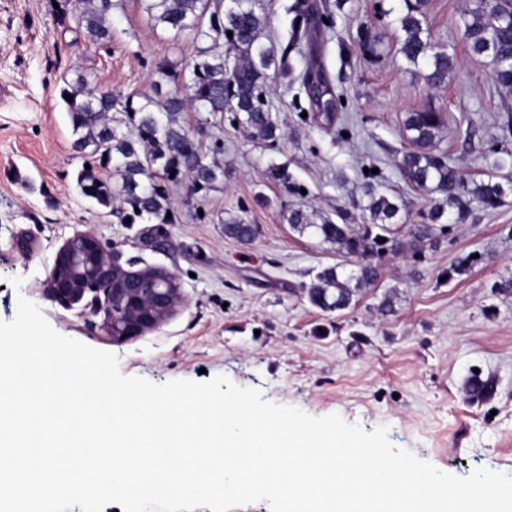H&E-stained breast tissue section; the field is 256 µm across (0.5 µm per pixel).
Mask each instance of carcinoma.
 I'll use <instances>...</instances> for the list:
<instances>
[{"label": "carcinoma", "instance_id": "1", "mask_svg": "<svg viewBox=\"0 0 512 512\" xmlns=\"http://www.w3.org/2000/svg\"><path fill=\"white\" fill-rule=\"evenodd\" d=\"M56 2L57 24L75 33L74 42L82 40L94 48L112 44L110 20L118 0ZM404 3L406 11L398 18L402 32L398 54L422 72L427 84L440 87L454 68V55L432 40L424 11L426 0ZM141 4L153 26L171 32L176 40L185 34L192 36L196 43L193 59L180 70L167 63L157 64L156 93L140 98L110 85L94 86L88 74L76 67L72 77L64 81L60 98L70 116L73 149L83 164L90 165L77 175L81 194L109 210L119 203L116 214L132 224L154 220L173 224L176 217L166 218L171 207L165 183L186 177L199 194L224 176L217 160L224 153V143L217 140L209 152H202L191 126L179 121L178 115L207 112L222 119L228 112L229 121L237 123L248 138L270 146L277 144L283 133L272 115L268 71L290 69V54L301 33L308 32L309 4L308 0H296L291 35L279 55L260 42L267 22L265 16L256 13L252 0H141ZM463 23L470 51L490 58L495 82L511 89L512 0H477ZM376 45L371 31L359 27L362 53L376 54ZM313 71L321 89L307 96L311 108H321L330 123L342 95L325 80L321 66ZM164 85L174 90L164 95ZM67 95L71 100L65 99ZM114 112L126 116V128H121L123 120L112 117ZM447 122V114L434 109L409 112L403 121V137L410 148L401 152L396 167L409 185L432 202L429 223L414 225L407 248H402L395 230L405 205L374 188L377 173H368V224H347L343 215L341 224L329 217L317 224L300 208L284 212L283 218L293 230L311 232L343 258L336 265L317 270L311 283L303 287L313 307L330 313L350 308L377 280L379 264L388 254L403 249L407 257L419 263L423 259L421 243L448 236L452 232L448 210H455L453 224H461L470 215L472 204L495 210L503 203L506 190L512 191L511 180L506 189L495 175L512 168V150L500 149L493 171L465 177L452 165L448 150L439 148ZM104 170L110 175L103 176ZM269 172L287 192L300 193V185L286 170L273 166ZM258 234V226L242 217L224 222V235L240 242L249 243ZM379 237L385 242L377 241Z\"/></svg>", "mask_w": 512, "mask_h": 512}]
</instances>
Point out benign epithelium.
Instances as JSON below:
<instances>
[{"label": "benign epithelium", "instance_id": "1", "mask_svg": "<svg viewBox=\"0 0 512 512\" xmlns=\"http://www.w3.org/2000/svg\"><path fill=\"white\" fill-rule=\"evenodd\" d=\"M42 293L67 310L83 314L89 308L102 316L99 329L117 343L160 329L186 303L170 271L163 268L149 277L130 261L124 266L89 231L63 243Z\"/></svg>", "mask_w": 512, "mask_h": 512}]
</instances>
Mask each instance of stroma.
Segmentation results:
<instances>
[{
	"instance_id": "1",
	"label": "stroma",
	"mask_w": 512,
	"mask_h": 512,
	"mask_svg": "<svg viewBox=\"0 0 512 512\" xmlns=\"http://www.w3.org/2000/svg\"><path fill=\"white\" fill-rule=\"evenodd\" d=\"M294 2L253 0L268 17L263 41L274 50L290 35L286 9ZM327 2L334 26L321 31L319 49L354 118L348 133L299 120L293 102L310 59L296 54L288 74H272L269 82L284 132L276 147L251 141L229 121L182 113V122L199 127L201 147L223 141L224 176L198 195L188 181L169 184L177 220L164 227L171 245L163 249L151 240L150 225L121 223L80 194L83 160L72 148L59 91L79 66L97 83L152 95V64L184 66L194 43L153 27L138 0H122L113 10L107 49L73 45L71 34L57 29L51 0H0V321L13 320L24 298L57 333L117 355L125 375L156 384L223 375L312 416L336 413L368 432L387 426L395 448L441 471L512 475V296L492 290L512 277V193L494 211L473 207L450 239L425 246L421 263L401 252L388 255L357 304L337 313L313 307L300 290L311 269L336 264L335 252L282 218L283 208L294 206L367 223L364 168L371 164L381 173L379 191L407 203L398 233L407 240L430 202L396 167L406 114L427 107L447 113L442 145L468 176L493 160L512 90L496 84L489 58L472 54L464 40L463 18L476 0H427L434 40L455 56V70L439 88L397 52L403 0ZM363 25L379 38L380 58L362 55ZM273 164L286 167L304 195H289L273 181L267 174ZM201 209L209 215L202 223L195 218ZM239 215L259 227L251 243L224 235L225 220ZM85 231L121 262L174 273L185 306L159 330L115 344L86 318L44 300L40 288L57 250ZM469 254L479 258L471 273L445 279ZM391 289L398 292L396 311L384 317L377 307ZM475 379L493 385L478 402L466 396Z\"/></svg>"
}]
</instances>
